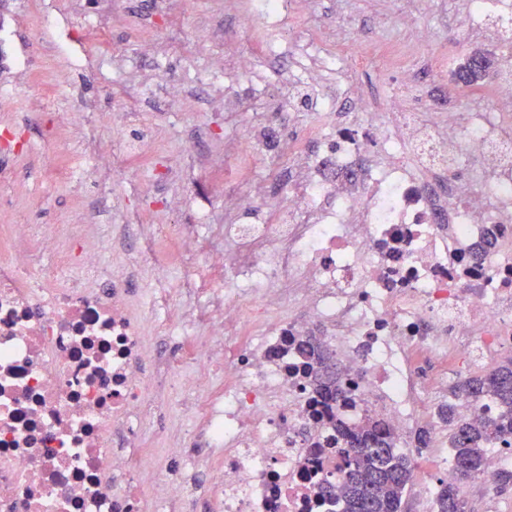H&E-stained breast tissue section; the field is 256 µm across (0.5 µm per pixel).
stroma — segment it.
<instances>
[{
	"label": "stroma",
	"mask_w": 512,
	"mask_h": 512,
	"mask_svg": "<svg viewBox=\"0 0 512 512\" xmlns=\"http://www.w3.org/2000/svg\"><path fill=\"white\" fill-rule=\"evenodd\" d=\"M238 0H0V91L11 98L0 108V224H76L80 220L118 224L136 216L141 224L164 220L171 236L193 229L203 215L219 219L225 197L263 183L276 186L290 166L287 157L272 160L254 150L264 123L280 120L288 143L305 144L318 123L300 98L318 90L333 111L350 107L353 98L383 112L391 96L402 93L403 105L415 112L465 110L470 99L457 95L442 74L466 55L474 41L456 24L451 0H294L289 27L276 37L279 52L265 54L271 37L262 24L241 28ZM100 15L109 21L106 39L92 37L87 23ZM431 28V44L414 43L415 27ZM385 38L408 55L407 65L389 62L362 68L353 50L334 52L333 36L351 38L355 31ZM68 44L69 57L57 52ZM335 53V68L321 66ZM248 60L243 76L227 75L211 83L209 70L218 59ZM314 87L295 86L298 73ZM155 80L154 113L131 120L130 130L155 133L153 170L116 169L110 190L94 176L80 183L57 185L46 159L63 163L72 155L78 134V112H112L131 95L144 75ZM80 87L78 96L44 109L49 86L57 81ZM238 102L234 118L215 105L218 93ZM240 144L238 160L226 168L245 174L241 180L218 179L214 163L225 141ZM429 384L421 399L414 430L403 435L416 446L417 433L429 430L431 443L415 460L404 512L426 507L428 492L437 490L439 474L428 467L444 439L433 413L444 403V389L454 387L452 367L422 359ZM193 391L154 393L155 412L143 426L153 453L147 459L159 473L184 462V416L196 399ZM206 464L191 473L195 491L167 504L165 512H220L207 486L224 465V451L207 448ZM467 512H512V482L461 485Z\"/></svg>",
	"instance_id": "obj_1"
}]
</instances>
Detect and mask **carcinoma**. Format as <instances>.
<instances>
[{"label": "carcinoma", "mask_w": 512, "mask_h": 512, "mask_svg": "<svg viewBox=\"0 0 512 512\" xmlns=\"http://www.w3.org/2000/svg\"><path fill=\"white\" fill-rule=\"evenodd\" d=\"M484 70L479 55L469 56L468 65L457 72V86L477 93ZM315 392L326 402L335 400L340 394L335 375L326 373L315 379ZM457 393L475 402L494 403V410L477 425L462 421L455 404L441 407L442 420L451 429L453 471L457 481H467L484 473L490 447H512V357L490 373L466 379L457 386ZM333 424L345 441L347 455L336 494L342 512H401L412 465L408 456L397 451L396 433L371 417L354 424L335 419ZM436 506L437 512H465L456 481L440 484Z\"/></svg>", "instance_id": "cac0c4a2"}]
</instances>
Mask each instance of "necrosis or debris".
I'll list each match as a JSON object with an SVG mask.
<instances>
[{"instance_id": "1", "label": "necrosis or debris", "mask_w": 512, "mask_h": 512, "mask_svg": "<svg viewBox=\"0 0 512 512\" xmlns=\"http://www.w3.org/2000/svg\"><path fill=\"white\" fill-rule=\"evenodd\" d=\"M456 2L469 36L512 58V0ZM224 220L223 244L188 233L158 257L149 315L102 272L99 228L0 225V512H149L140 427L166 384L206 391L188 425L224 451L222 512H336L316 493L344 466L331 417L407 432L418 353L463 380L512 347V76L492 70L465 112L359 107ZM183 259L224 273L223 297L201 304L186 280L171 305ZM229 331L221 352L202 341ZM151 332L174 347L158 376ZM313 336L341 377L327 406L298 354Z\"/></svg>"}]
</instances>
